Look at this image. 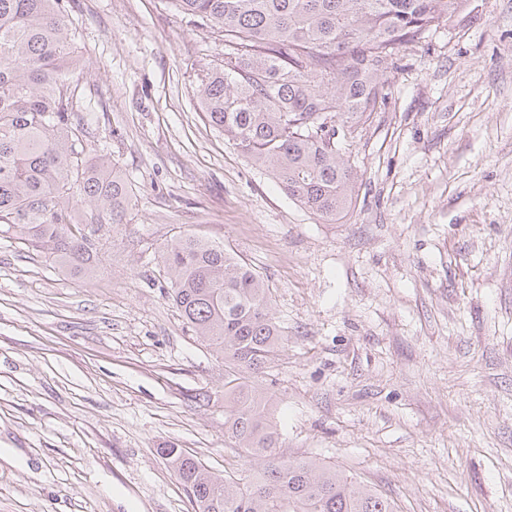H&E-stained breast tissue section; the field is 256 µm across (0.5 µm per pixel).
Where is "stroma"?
Listing matches in <instances>:
<instances>
[{
    "mask_svg": "<svg viewBox=\"0 0 512 512\" xmlns=\"http://www.w3.org/2000/svg\"><path fill=\"white\" fill-rule=\"evenodd\" d=\"M66 18L85 146L134 197L90 280L0 232V512H194L162 449L239 468L224 362L156 259L187 233L271 292L283 455L398 512H512V0H466L404 48L342 142L359 191L333 224L207 123L195 88L224 40L175 0H67Z\"/></svg>",
    "mask_w": 512,
    "mask_h": 512,
    "instance_id": "stroma-1",
    "label": "stroma"
}]
</instances>
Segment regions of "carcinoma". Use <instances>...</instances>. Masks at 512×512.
<instances>
[{
    "instance_id": "carcinoma-1",
    "label": "carcinoma",
    "mask_w": 512,
    "mask_h": 512,
    "mask_svg": "<svg viewBox=\"0 0 512 512\" xmlns=\"http://www.w3.org/2000/svg\"><path fill=\"white\" fill-rule=\"evenodd\" d=\"M224 32V61L196 88L204 117L283 192L325 223L357 199L358 174L336 127L364 124L386 100V70L404 45L464 0H176ZM64 0H0V227L92 277L97 231L122 224L134 191L120 167L86 153L71 76L82 59ZM388 58L385 70L375 60ZM169 296L195 335L224 358V442L243 469L220 475L160 448L197 512H396L336 466L279 452L260 378L288 342L264 279L224 244L185 235L158 254Z\"/></svg>"
}]
</instances>
